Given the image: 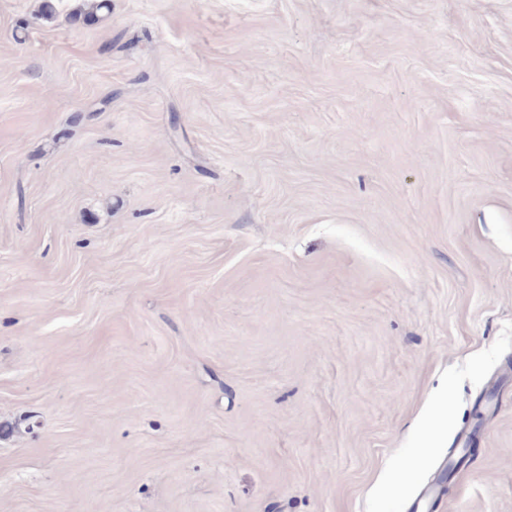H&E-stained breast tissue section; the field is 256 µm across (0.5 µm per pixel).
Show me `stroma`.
I'll list each match as a JSON object with an SVG mask.
<instances>
[{"instance_id":"obj_1","label":"stroma","mask_w":512,"mask_h":512,"mask_svg":"<svg viewBox=\"0 0 512 512\" xmlns=\"http://www.w3.org/2000/svg\"><path fill=\"white\" fill-rule=\"evenodd\" d=\"M111 3L0 0V512H512V0Z\"/></svg>"}]
</instances>
